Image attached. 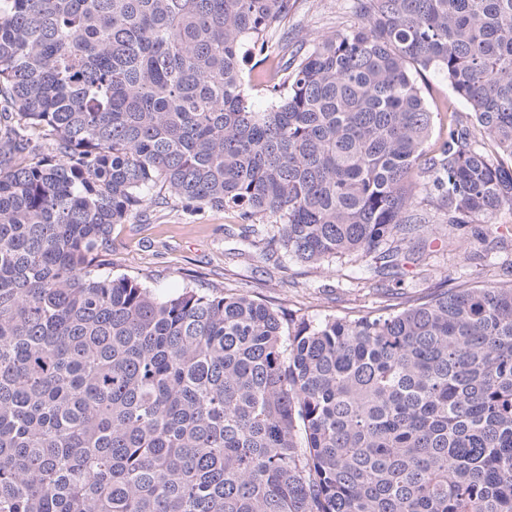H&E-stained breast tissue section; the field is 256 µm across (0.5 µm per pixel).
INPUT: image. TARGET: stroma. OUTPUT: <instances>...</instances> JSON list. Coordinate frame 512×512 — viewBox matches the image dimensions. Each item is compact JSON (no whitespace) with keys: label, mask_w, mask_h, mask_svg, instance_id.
Instances as JSON below:
<instances>
[{"label":"stroma","mask_w":512,"mask_h":512,"mask_svg":"<svg viewBox=\"0 0 512 512\" xmlns=\"http://www.w3.org/2000/svg\"><path fill=\"white\" fill-rule=\"evenodd\" d=\"M352 0H296L288 17L289 45L353 25ZM267 219L243 225L235 211L189 214L175 203L112 227V271L137 278L165 296L197 288L227 296L247 294L294 318L320 321L356 316L384 304L403 305L433 292L497 281L512 283V212L490 224L449 227L431 210L430 222L408 244L418 262L404 266L401 286L391 279H365L371 257L351 256L320 268L284 249L269 247Z\"/></svg>","instance_id":"1"}]
</instances>
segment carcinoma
<instances>
[{"mask_svg":"<svg viewBox=\"0 0 512 512\" xmlns=\"http://www.w3.org/2000/svg\"><path fill=\"white\" fill-rule=\"evenodd\" d=\"M293 5L0 0V512H512V284L285 324L103 270L158 186L377 276L512 210V0H354L256 110Z\"/></svg>","mask_w":512,"mask_h":512,"instance_id":"1","label":"carcinoma"}]
</instances>
